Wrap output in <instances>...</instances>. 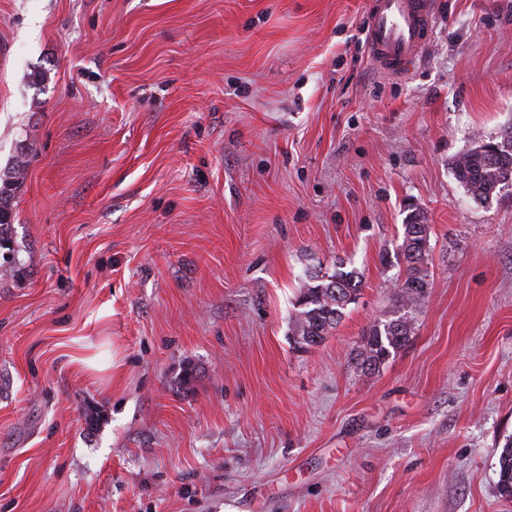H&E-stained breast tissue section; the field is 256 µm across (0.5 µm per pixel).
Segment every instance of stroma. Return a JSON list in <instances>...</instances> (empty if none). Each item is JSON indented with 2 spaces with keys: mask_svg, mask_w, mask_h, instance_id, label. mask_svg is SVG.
<instances>
[{
  "mask_svg": "<svg viewBox=\"0 0 512 512\" xmlns=\"http://www.w3.org/2000/svg\"><path fill=\"white\" fill-rule=\"evenodd\" d=\"M432 2L387 79L366 0H0V512H512V187L452 170L512 125V0ZM415 208L431 286L363 371ZM340 264L355 302L296 347ZM24 177V169L0 176V273L8 274L19 264L18 251L12 244L8 230L14 221L13 199ZM361 279L355 270L337 265L331 275L311 272L303 280L297 299L292 338L299 348L321 344L336 328L346 307L353 303ZM498 467L497 487L499 494L505 498H512V442L502 449L498 459Z\"/></svg>",
  "mask_w": 512,
  "mask_h": 512,
  "instance_id": "1",
  "label": "stroma"
}]
</instances>
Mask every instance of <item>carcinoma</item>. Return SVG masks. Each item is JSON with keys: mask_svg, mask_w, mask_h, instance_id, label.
<instances>
[{"mask_svg": "<svg viewBox=\"0 0 512 512\" xmlns=\"http://www.w3.org/2000/svg\"><path fill=\"white\" fill-rule=\"evenodd\" d=\"M457 181L475 201H486L497 191L512 186V126L503 129L500 140L479 139L453 162ZM24 177V169L0 176V273L13 271L19 264L17 250L8 230L14 221L13 199ZM403 240L394 256L399 267L394 288L400 307L396 315L377 320L361 339L356 354L358 365L365 371H376L391 355L409 341L413 310L430 287L429 225L423 212L415 208L407 216ZM361 279L354 270L336 266L331 275L312 272L303 280L297 299L293 342L300 348L321 344L336 328L346 307L353 303ZM499 494L512 498V442L498 459Z\"/></svg>", "mask_w": 512, "mask_h": 512, "instance_id": "obj_1", "label": "carcinoma"}]
</instances>
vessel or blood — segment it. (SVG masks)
I'll list each match as a JSON object with an SVG mask.
<instances>
[{"label":"vessel or blood","instance_id":"vessel-or-blood-1","mask_svg":"<svg viewBox=\"0 0 512 512\" xmlns=\"http://www.w3.org/2000/svg\"><path fill=\"white\" fill-rule=\"evenodd\" d=\"M433 24L432 0H373L364 35L374 68L409 75L431 41Z\"/></svg>","mask_w":512,"mask_h":512}]
</instances>
